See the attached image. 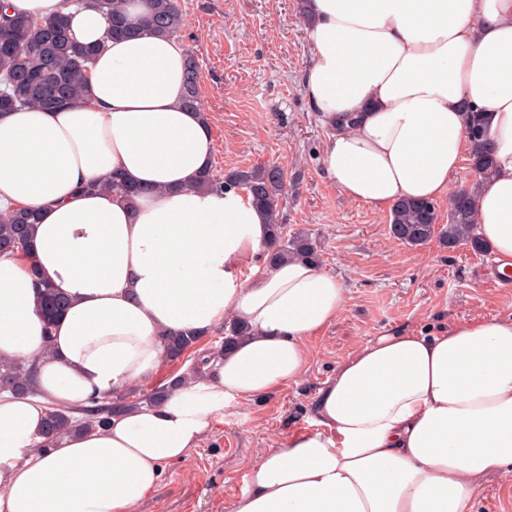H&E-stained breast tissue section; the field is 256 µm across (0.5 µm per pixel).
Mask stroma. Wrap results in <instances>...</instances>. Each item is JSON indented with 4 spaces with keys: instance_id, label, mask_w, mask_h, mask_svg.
<instances>
[{
    "instance_id": "stroma-1",
    "label": "stroma",
    "mask_w": 512,
    "mask_h": 512,
    "mask_svg": "<svg viewBox=\"0 0 512 512\" xmlns=\"http://www.w3.org/2000/svg\"><path fill=\"white\" fill-rule=\"evenodd\" d=\"M178 35L198 67L213 127L215 174L268 164L284 172L279 219L316 240L323 272L347 290L343 312L310 339L296 384L225 410L198 448L167 467L136 512H229L249 467L274 440L309 426L313 403L337 365L375 336L428 335L479 316L512 315V286L496 282L492 252L402 244L389 213L345 197L326 175L328 131L311 112L302 77L310 62L299 0H180Z\"/></svg>"
}]
</instances>
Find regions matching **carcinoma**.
I'll list each match as a JSON object with an SVG mask.
<instances>
[{
	"instance_id": "carcinoma-1",
	"label": "carcinoma",
	"mask_w": 512,
	"mask_h": 512,
	"mask_svg": "<svg viewBox=\"0 0 512 512\" xmlns=\"http://www.w3.org/2000/svg\"><path fill=\"white\" fill-rule=\"evenodd\" d=\"M0 0V113L24 107L53 109L71 103L88 101L86 73L98 49L78 42L61 17L37 20L30 16H13L3 11ZM105 16L110 38H130L142 29L172 37L183 25L178 0H144L145 10L138 17L129 15L126 0H93ZM182 104L200 108L198 76L192 57H186V86ZM467 132L470 143V166L480 179L490 175L493 157L490 153L485 112L468 110ZM196 185L203 189L227 190L243 188L252 204L270 217L267 264L272 266L292 258L306 259L321 265V254L311 237L288 233L287 225L278 222L279 196L283 187V171L277 165L257 167L249 171L234 170L219 177L213 170L201 173ZM448 223L439 225L435 203L429 200L403 199L390 212L393 236L411 247L423 246L434 237L449 247L465 245L474 252L487 249L476 234V193L474 185L463 186L449 197ZM38 221L34 210L16 209L0 213V254L26 252L32 230ZM42 311L47 322L66 307L67 301L49 285L41 290ZM250 335L245 325L224 326L222 349L227 351ZM166 358L177 360L186 353H196L194 333L167 334L162 337ZM34 364L26 358L0 362V391L14 394L33 392ZM130 405L126 395L118 394L97 400L82 409L83 427L104 424L106 416L120 413ZM73 421L66 410H53L46 416L41 437L49 446L67 430Z\"/></svg>"
}]
</instances>
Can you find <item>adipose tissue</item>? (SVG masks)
I'll return each mask as SVG.
<instances>
[{
    "mask_svg": "<svg viewBox=\"0 0 512 512\" xmlns=\"http://www.w3.org/2000/svg\"><path fill=\"white\" fill-rule=\"evenodd\" d=\"M7 4L66 16L99 52L89 103L0 114V210L39 213L29 254L0 255V358L35 362L34 393H0V512H134L226 409L306 375L308 342L347 291L303 259L267 265L264 213L243 192L196 188L215 142L181 105L178 41L107 38L90 0ZM304 26L325 170L353 201L445 196L469 146L463 102L487 112L478 234L512 273V0H305ZM115 176L139 195L105 190ZM41 281L69 301L50 326ZM229 320L249 336L208 352L191 383L40 449L50 408L155 374L164 332ZM315 415L250 466L230 512H474L484 477L512 478V318L378 336L337 366Z\"/></svg>",
    "mask_w": 512,
    "mask_h": 512,
    "instance_id": "obj_1",
    "label": "adipose tissue"
}]
</instances>
